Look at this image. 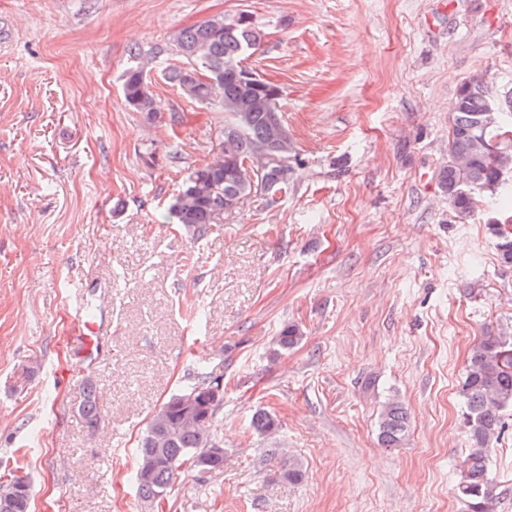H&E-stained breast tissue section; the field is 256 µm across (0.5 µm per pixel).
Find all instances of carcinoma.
<instances>
[{
    "instance_id": "cac0c4a2",
    "label": "carcinoma",
    "mask_w": 512,
    "mask_h": 512,
    "mask_svg": "<svg viewBox=\"0 0 512 512\" xmlns=\"http://www.w3.org/2000/svg\"><path fill=\"white\" fill-rule=\"evenodd\" d=\"M261 27L247 12L213 16L174 35L175 50L185 62L173 68L167 80L183 87L189 72L216 75L217 85L203 80L186 93L192 100L216 103L231 117L224 125V162L194 168L183 181L164 215L167 224H181L205 236L224 210L259 190L286 193L293 168L283 163L296 157V149L282 119V95L266 79L246 83L241 62L260 44ZM126 104L153 120L162 112L143 66L130 68L123 83ZM497 99L501 111L488 114ZM448 159L437 173L438 187L460 217L468 215L477 192L497 195L496 207L512 210V193L502 191L512 177V97H498L487 82L466 80L449 113ZM500 263L512 266V234L498 232ZM302 340L300 329L287 325L280 331L272 354L286 351ZM221 388L217 379L198 373L187 389L171 395L155 412L140 442L133 479L141 500L159 508L168 499L184 466L220 470L224 456L212 451L220 444L212 436L223 397L211 400L209 390ZM459 395L470 450L463 458L456 484L469 512H495L501 491L490 474L489 447L502 433L504 412L512 410V336H486L473 345ZM80 414L94 426L99 421L98 390L83 382ZM409 415L403 403L389 400L379 417V440L397 448L406 435ZM30 489L21 478L0 477V512H29Z\"/></svg>"
}]
</instances>
